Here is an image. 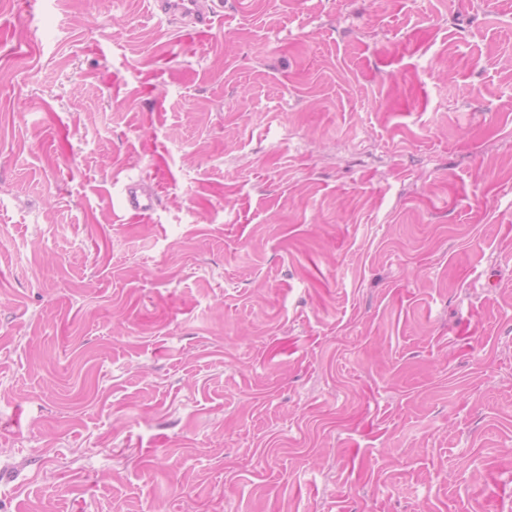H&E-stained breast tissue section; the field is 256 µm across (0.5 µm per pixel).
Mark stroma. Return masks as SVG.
<instances>
[{
	"instance_id": "obj_1",
	"label": "stroma",
	"mask_w": 512,
	"mask_h": 512,
	"mask_svg": "<svg viewBox=\"0 0 512 512\" xmlns=\"http://www.w3.org/2000/svg\"><path fill=\"white\" fill-rule=\"evenodd\" d=\"M0 512H512V0L0 10ZM151 15L158 23L178 19L187 31L207 29L212 17L223 7L220 0H149ZM209 3V7H205ZM158 202V192L139 183L125 186L122 205L124 211L131 214H148Z\"/></svg>"
}]
</instances>
